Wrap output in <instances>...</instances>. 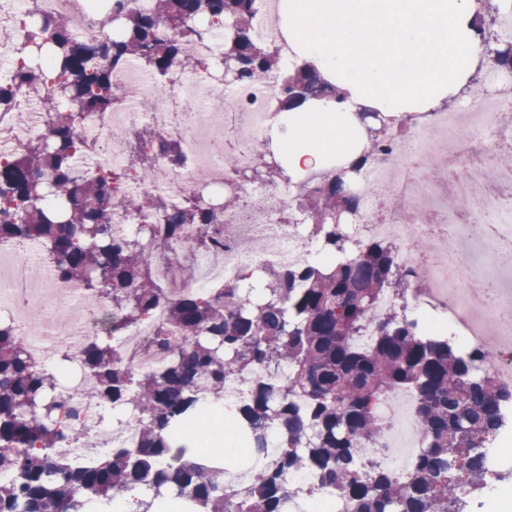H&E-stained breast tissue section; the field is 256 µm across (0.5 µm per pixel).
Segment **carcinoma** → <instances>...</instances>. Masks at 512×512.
Returning <instances> with one entry per match:
<instances>
[{"mask_svg":"<svg viewBox=\"0 0 512 512\" xmlns=\"http://www.w3.org/2000/svg\"><path fill=\"white\" fill-rule=\"evenodd\" d=\"M254 10L255 0H152L146 13L118 7L116 16H103L106 25H117L107 44L74 38L58 16L31 31L29 51L35 55L15 72L13 85L37 90L49 83L53 98L45 135L20 143L13 159L0 164V242L38 241L62 280L83 284L90 304L107 295L112 322L106 334L86 342L78 363L94 379L84 398L131 411L140 435L136 447H112L92 462L57 451L65 441L89 447L92 429L80 422L78 397L60 389L0 319V474L8 475L0 482V512H93L134 490L148 512L170 498L182 512H284L288 473L297 468L317 474L318 487L310 493L334 495L346 512H460L457 498L448 497V471L456 449L470 444L464 483L485 487L491 469L484 447L504 425L512 389L489 375L487 352L456 349L407 313L414 272L396 264L392 245L371 238L351 243L348 218L361 198L346 188V174L322 177L299 202L310 236L330 259L269 274L250 269L217 295L172 297L152 277L154 239L177 245L190 227L191 247H208L223 204L124 196L126 211H151L154 228L114 239L112 185L125 173L75 170L83 143L79 120L110 110L113 71L137 61L163 76L177 63L193 62L187 34L199 20L223 27V61L236 81L258 86L279 74L280 108L307 97L342 102L341 90L312 70L282 67L273 47L254 40ZM490 51L494 67L512 71V44ZM43 54L52 60L50 75L37 62ZM388 150L382 132L370 134L365 163L353 172ZM273 174L284 172L268 152L242 179ZM51 196L55 201L45 203ZM257 272L263 295L254 300L244 282ZM226 295L236 301L228 313ZM385 296L392 304L377 316ZM161 305L169 326L158 328L153 343L167 358L135 376L114 338ZM371 321L373 340L364 347L357 338ZM266 364L283 365L288 373L249 385L236 430L261 454L266 430L274 427L278 453L241 495L225 485L220 454L187 465V446L176 445L174 436L205 420L209 405L222 400L227 380ZM395 389L417 394L414 423L424 438L404 480L365 469L357 456L359 446L382 435L377 407Z\"/></svg>","mask_w":512,"mask_h":512,"instance_id":"carcinoma-1","label":"carcinoma"}]
</instances>
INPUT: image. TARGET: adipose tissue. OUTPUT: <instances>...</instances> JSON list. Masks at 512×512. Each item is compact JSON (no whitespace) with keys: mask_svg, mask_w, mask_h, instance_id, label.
<instances>
[{"mask_svg":"<svg viewBox=\"0 0 512 512\" xmlns=\"http://www.w3.org/2000/svg\"><path fill=\"white\" fill-rule=\"evenodd\" d=\"M478 0H281L280 27L295 55L347 98L309 99L280 113L267 129L270 149L292 180L341 171L364 153L375 110L404 119L435 112L468 84L483 51L475 24ZM184 461L220 447L241 450L230 419L187 430Z\"/></svg>","mask_w":512,"mask_h":512,"instance_id":"obj_1","label":"adipose tissue"}]
</instances>
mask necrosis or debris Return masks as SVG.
<instances>
[{"label": "necrosis or debris", "mask_w": 512, "mask_h": 512, "mask_svg": "<svg viewBox=\"0 0 512 512\" xmlns=\"http://www.w3.org/2000/svg\"><path fill=\"white\" fill-rule=\"evenodd\" d=\"M57 15L68 17L72 34L80 40L104 44L115 34L114 28L102 25L90 0H12L8 12L0 14L1 84L11 83L22 62L30 21ZM112 85L111 110L84 122L88 149L77 157L80 171L127 165L124 132L147 124L179 144L183 162L176 165L157 157L149 180L130 171L117 195L147 186L175 203L187 196L207 202L216 196L234 200L215 228L213 247L193 254L189 274H181L176 255L162 254L153 262L156 282L211 294L238 282L250 267L282 269L321 260L303 218L291 224L282 220L298 195L296 187L239 179L256 166L264 150L277 78L256 87L225 83L217 72L191 64L159 77L131 63L113 74ZM460 99L458 107L416 119V135L388 130L390 152L358 177L362 202L350 232L357 241L367 236L393 243L398 264L416 273L413 317L422 320L428 309H437L463 348L492 355L494 381L512 388V269L499 262L500 253L512 247V210L505 207L512 200V169L496 160L499 148L512 143L503 131L512 123V73L485 67L482 82L466 87ZM45 130L43 95L19 90L16 107L0 112V157L10 155L13 139H38ZM227 149L234 156L230 169L223 163ZM477 212L494 216V223H473ZM256 238L266 243L259 253L250 247ZM37 301L45 314L44 335L75 356L112 319L108 306H86L80 286L59 279L54 263L30 242L0 272V319L9 320L18 340L35 354L42 344L30 332L28 310ZM166 317L165 308H156L118 339V350L134 371L165 361L164 353L150 347L149 338L153 323ZM417 406L411 391L389 392L378 406L384 432L377 445L361 449V460L398 478L407 475L422 440L413 424ZM82 413L95 427L98 449L129 447L139 436L138 421L109 425L93 404L83 406ZM314 482V475L304 469L289 474L296 493L285 512H344L342 503L330 496L309 495Z\"/></svg>", "instance_id": "obj_1"}]
</instances>
